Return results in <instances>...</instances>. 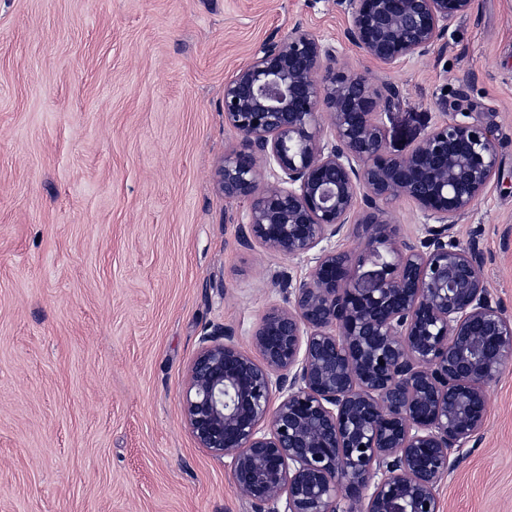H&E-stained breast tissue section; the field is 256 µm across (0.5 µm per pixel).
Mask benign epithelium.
I'll return each instance as SVG.
<instances>
[{"label": "benign epithelium", "mask_w": 512, "mask_h": 512, "mask_svg": "<svg viewBox=\"0 0 512 512\" xmlns=\"http://www.w3.org/2000/svg\"><path fill=\"white\" fill-rule=\"evenodd\" d=\"M338 4L345 39L389 66L432 52L473 8ZM400 96L298 24L224 83L242 147L218 163L217 186L246 204L239 241L309 265L299 279L272 273L285 304L252 332L261 360L217 325L187 373L185 424L229 460L253 512H439L437 483L481 434L487 386L512 358V319L489 298L478 246L450 239L498 167L492 131L463 112L390 154L378 115ZM400 196L424 236L397 234L385 205ZM351 224L366 230L357 253L332 245Z\"/></svg>", "instance_id": "obj_1"}]
</instances>
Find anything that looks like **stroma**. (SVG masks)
Segmentation results:
<instances>
[{
	"label": "stroma",
	"instance_id": "1",
	"mask_svg": "<svg viewBox=\"0 0 512 512\" xmlns=\"http://www.w3.org/2000/svg\"><path fill=\"white\" fill-rule=\"evenodd\" d=\"M336 0H0V512H252L182 417L199 339L251 349L306 264L242 246L216 188L238 149L224 83L302 25L341 66L399 86L386 149L470 113L499 166L451 234L512 318V0H474L391 68L344 39ZM440 512H512V362Z\"/></svg>",
	"mask_w": 512,
	"mask_h": 512
}]
</instances>
